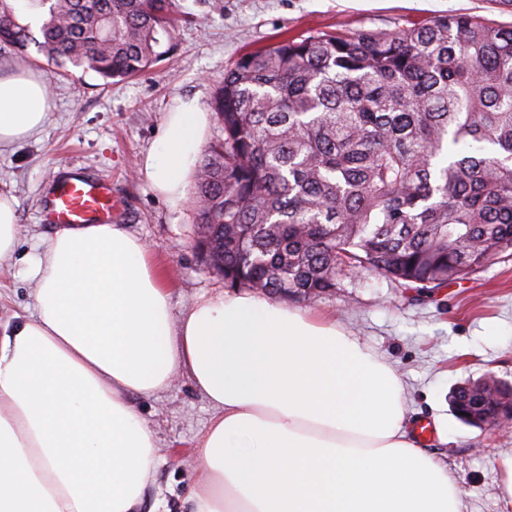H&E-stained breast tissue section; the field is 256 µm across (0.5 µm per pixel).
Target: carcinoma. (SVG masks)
I'll use <instances>...</instances> for the list:
<instances>
[{
    "mask_svg": "<svg viewBox=\"0 0 512 512\" xmlns=\"http://www.w3.org/2000/svg\"><path fill=\"white\" fill-rule=\"evenodd\" d=\"M0 0V53L30 48L109 83L173 48L171 0ZM213 110L197 235L224 283L310 300L351 271L418 295L512 257V23L448 14L398 31H315L246 52ZM483 380L450 395L470 403Z\"/></svg>",
    "mask_w": 512,
    "mask_h": 512,
    "instance_id": "obj_1",
    "label": "carcinoma"
}]
</instances>
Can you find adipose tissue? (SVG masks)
I'll return each instance as SVG.
<instances>
[{
	"label": "adipose tissue",
	"mask_w": 512,
	"mask_h": 512,
	"mask_svg": "<svg viewBox=\"0 0 512 512\" xmlns=\"http://www.w3.org/2000/svg\"><path fill=\"white\" fill-rule=\"evenodd\" d=\"M47 79L0 74V147L40 131ZM210 115L165 113L145 179L185 197ZM35 312L0 332V512H140L157 437L129 401L187 372L214 410L193 512H463L418 448L402 384L335 321L259 295L201 297L183 317L117 224L55 230Z\"/></svg>",
	"instance_id": "ef3b65f1"
}]
</instances>
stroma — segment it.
<instances>
[{
    "label": "stroma",
    "instance_id": "1",
    "mask_svg": "<svg viewBox=\"0 0 512 512\" xmlns=\"http://www.w3.org/2000/svg\"><path fill=\"white\" fill-rule=\"evenodd\" d=\"M173 11L176 42L167 59L109 84L92 72L52 78L42 130L0 148V192L15 197L19 224L15 253L0 261V330L34 310L32 270L54 230L39 220L40 200L68 170L111 181L112 221L149 246L174 317L225 291L194 246L189 200L157 194L139 166L175 98L194 97L211 110L243 51L313 30L392 31L448 13L512 22V0H174ZM300 307L336 318L396 371L411 424L447 421V435L432 433L420 445L456 477L467 512H512L502 493L512 476V431L465 425L448 402L451 388L468 378L491 373L512 384V258L421 302L414 291L361 273ZM130 401L159 445L147 512H190L188 493L203 480L195 450L212 415L209 402L184 372L170 388Z\"/></svg>",
    "mask_w": 512,
    "mask_h": 512
}]
</instances>
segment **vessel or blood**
<instances>
[{"label":"vessel or blood","instance_id":"b4317fda","mask_svg":"<svg viewBox=\"0 0 512 512\" xmlns=\"http://www.w3.org/2000/svg\"><path fill=\"white\" fill-rule=\"evenodd\" d=\"M41 220L65 225L111 223V183L70 173L51 185L41 208Z\"/></svg>","mask_w":512,"mask_h":512}]
</instances>
